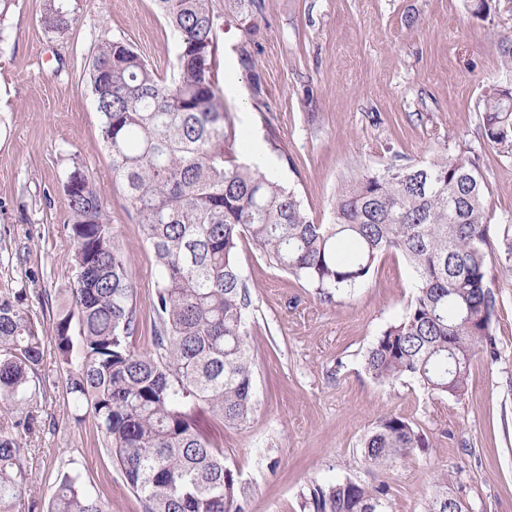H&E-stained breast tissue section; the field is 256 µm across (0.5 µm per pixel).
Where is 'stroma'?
Wrapping results in <instances>:
<instances>
[{"label": "stroma", "instance_id": "1", "mask_svg": "<svg viewBox=\"0 0 512 512\" xmlns=\"http://www.w3.org/2000/svg\"><path fill=\"white\" fill-rule=\"evenodd\" d=\"M75 23L60 40L39 22L44 0H16L0 22V296L51 332L75 249L63 182L79 160L106 203L136 288L137 352L151 353L154 256L112 176L89 81L101 37L132 45L159 73L177 43L154 0H69ZM210 0L214 68L235 125L238 161L295 189L309 217L332 220V200L362 170L404 167L437 149L470 148L487 181V262L498 354L470 366L464 399L434 397L412 378L381 383L366 356L414 294L405 259L389 253L370 278L334 301L269 267L248 243L237 261L251 286L257 406L247 423L199 410L200 432L236 467L245 512H305L314 486L353 480L382 488V512H426L434 479L468 512H512V272L502 268V224L512 215V149L481 135L483 95L512 85L499 41L512 36V0ZM37 422L23 434L26 502L45 512L62 472L81 474L110 512H141L92 416L75 422L53 351H45ZM415 422L426 448L374 470L363 443L378 418Z\"/></svg>", "mask_w": 512, "mask_h": 512}]
</instances>
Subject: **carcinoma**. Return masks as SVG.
I'll return each mask as SVG.
<instances>
[{
    "label": "carcinoma",
    "instance_id": "obj_1",
    "mask_svg": "<svg viewBox=\"0 0 512 512\" xmlns=\"http://www.w3.org/2000/svg\"><path fill=\"white\" fill-rule=\"evenodd\" d=\"M177 39L162 76L134 48L103 38L89 72L113 177L139 217L158 273L153 300L155 353L136 352V293L128 257L112 236L104 201L78 161L64 189L76 248L68 261L70 306L58 311L50 344L73 403L91 413L103 447L142 512H244L240 475L195 428L208 408L226 426L256 408L250 353L249 286L237 264L246 240L272 268L305 280L328 299L365 282L376 260L400 254L414 273L404 316L369 349L366 368L392 384L417 380L428 393L462 399L480 353H496L497 299L485 247L488 190L464 148L424 164L368 170L343 185L333 221L311 220L298 194L233 156L235 131L214 78L216 18L209 0H155ZM74 12L45 0L41 23L62 37ZM492 85L483 95L482 139L512 147V101ZM80 356H74L72 322ZM30 314L0 296V512L26 494L17 430H31L29 407L44 356ZM426 447L396 414L378 419L364 457L384 468ZM381 490L351 480L311 492L312 512H381ZM448 476L435 480L427 512H449ZM48 512H108L80 473L60 475Z\"/></svg>",
    "mask_w": 512,
    "mask_h": 512
}]
</instances>
